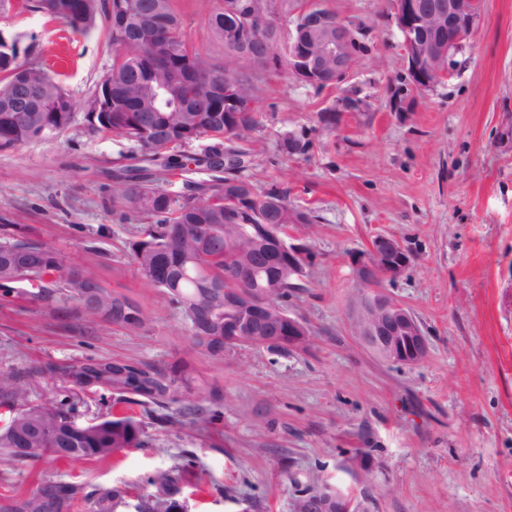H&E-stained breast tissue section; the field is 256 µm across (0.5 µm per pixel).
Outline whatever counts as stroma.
I'll return each instance as SVG.
<instances>
[{"mask_svg":"<svg viewBox=\"0 0 512 512\" xmlns=\"http://www.w3.org/2000/svg\"><path fill=\"white\" fill-rule=\"evenodd\" d=\"M183 34L230 64L208 30L220 0H172ZM353 24L362 51L337 86L315 89L270 65L259 76L258 124L242 146L257 193L288 191L310 224L289 234L314 262L286 308L312 332L305 348L250 345L214 356L195 348L181 315L136 271L128 242L136 215L112 198V169L130 146L85 132L86 103L113 56L105 24L86 35L37 13L0 14V29L36 38L59 64L76 103L51 140L0 151V243L8 224L64 256L109 290L137 301L150 323L85 331L73 303L0 301V371L93 356L192 369V400L220 396L210 433L160 427L106 463L0 460V479L29 488L41 476L121 487L196 458L199 487L185 512H289L296 490L325 484L368 512H512V0H481L473 38L427 92L409 84L394 0H323ZM305 142L287 153L285 138ZM393 234L414 259L387 284L420 322L429 353L388 362L356 340V259Z\"/></svg>","mask_w":512,"mask_h":512,"instance_id":"35a3bbf8","label":"stroma"}]
</instances>
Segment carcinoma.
I'll use <instances>...</instances> for the list:
<instances>
[{
    "instance_id": "cac0c4a2",
    "label": "carcinoma",
    "mask_w": 512,
    "mask_h": 512,
    "mask_svg": "<svg viewBox=\"0 0 512 512\" xmlns=\"http://www.w3.org/2000/svg\"><path fill=\"white\" fill-rule=\"evenodd\" d=\"M40 13L60 21L74 33L87 34L96 21H105L115 48L112 66L86 105V132L124 140L137 151L138 165L122 167L113 175L112 192L146 223L130 242V257L137 272L160 288L183 316L194 335V316L209 306L200 289L209 272L233 269L265 242V227L288 237V191L254 192L243 172L247 154L225 143L241 140L258 124L254 112L224 110V94L196 78L185 68H200L224 84V68L212 64L181 35V19L172 0H0V12L14 8ZM236 0H222L208 19L214 39L233 49L231 9ZM160 28L166 37L145 41ZM26 50L34 57L19 60L14 51L0 49V150L45 142L69 129L76 104L40 55L36 43ZM169 60L166 71L153 70L156 55ZM209 138L215 144L196 155L172 152L177 146ZM205 168L212 179L194 185L191 193L172 194L168 177L190 169ZM38 287L30 293L52 307L71 301L86 329L99 322L129 329L150 321L136 301L127 310L109 292L93 304L84 295L91 276L66 265L64 258L46 244L24 235L0 245V298L26 293L16 284ZM52 375L40 366L33 371L0 372V408L8 420L0 427V454L17 465L45 457L57 460L108 462L128 448H146L151 438L142 421L112 411L89 424L77 421L79 407L90 393L107 391L116 402L154 406L163 410L157 421L168 423L178 415L197 430H207L221 416L219 404L203 407L189 399L193 377L187 367L162 369L140 362L114 365L85 357L55 364ZM60 383L56 393L37 395L40 380ZM39 452L29 453L27 449ZM60 448H76L74 457ZM193 460L157 469L137 486L136 502L126 500L128 488L94 487L82 481L43 477L25 491L0 495V512H179L177 495L187 482Z\"/></svg>"
}]
</instances>
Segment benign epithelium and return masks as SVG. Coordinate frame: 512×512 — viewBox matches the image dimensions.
I'll return each mask as SVG.
<instances>
[{"instance_id": "1", "label": "benign epithelium", "mask_w": 512, "mask_h": 512, "mask_svg": "<svg viewBox=\"0 0 512 512\" xmlns=\"http://www.w3.org/2000/svg\"><path fill=\"white\" fill-rule=\"evenodd\" d=\"M242 25L233 58L253 66L273 63L272 55L256 53L257 37L275 29V41L288 36V73L314 87L338 84L359 55V41L350 25L335 18L317 0L303 11L293 32H282V0H241ZM479 0H395V22L404 39L408 75L412 84L427 91L448 73L449 57L474 35ZM254 100L231 84H224V106L253 108ZM264 263L282 270L279 257L288 254V276H301L313 253L305 243L269 236ZM412 253L395 236L380 234L357 260L363 286L351 313L358 342L386 361L412 365L428 353L427 337L416 317L394 299L385 283L394 282L409 268ZM204 292L212 309L224 310V347L239 343L296 347L308 331L306 323L283 311L273 312L278 289L246 286L226 288L224 281L207 283ZM304 512H363L361 504L332 486L297 494Z\"/></svg>"}]
</instances>
